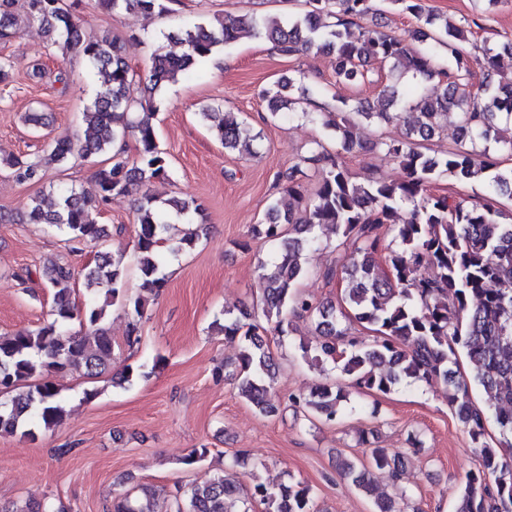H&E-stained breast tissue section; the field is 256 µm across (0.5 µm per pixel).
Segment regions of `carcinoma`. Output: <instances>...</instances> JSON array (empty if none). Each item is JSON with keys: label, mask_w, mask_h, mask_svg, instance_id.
Segmentation results:
<instances>
[{"label": "carcinoma", "mask_w": 512, "mask_h": 512, "mask_svg": "<svg viewBox=\"0 0 512 512\" xmlns=\"http://www.w3.org/2000/svg\"><path fill=\"white\" fill-rule=\"evenodd\" d=\"M381 1L413 17L420 28L410 38L385 33L365 19L379 11ZM82 0H0V39L8 41L26 27L38 25L52 35L62 55L84 59L103 74V81L83 112V137L57 138L47 144L51 160L66 166L77 158H101L93 190L60 185L52 197L37 196L26 217L0 215L8 224H45L63 234L72 250L99 245L109 237L98 223L101 209L113 198L141 191L137 209L138 265L144 286L165 287L164 267L192 246L205 230L202 203L195 199H164L151 186L170 179L165 153L156 142L151 123L152 94L163 82H175L206 61L220 45L249 34L265 40L283 56L316 49L333 58L336 80L362 83L370 66L432 81L418 84L407 96L396 85L382 90L384 104L376 110L358 101L345 112H309L311 100L300 81L271 84L262 92L270 116L300 106L310 121L322 119L334 132L336 154L314 142L302 161L314 166L317 184L309 191L291 169L283 189L294 203L269 205L266 222L253 227L256 238L279 244V251L260 265L261 295L251 308L224 311L215 326L224 338L239 345V394L262 415L279 411L275 377L279 364L268 335L285 336L297 319L314 324L322 339L315 346L299 345L302 357L315 366L330 365L351 379L346 388L334 382L318 385L309 395H290L296 418L312 424H334L350 401V389L387 395L404 380L446 387L448 407L480 449L481 466L466 474L454 512H512V221L501 199H512V169L501 157L512 155V139L498 136L497 123L512 125V75L493 79L499 52L482 48L485 83L472 89V55L463 49L468 19L448 23L430 10L425 0H304L303 10L284 21L254 14L225 15L217 24H188L179 38L183 50L154 51L148 71L138 77L120 42L107 34L87 31L80 19ZM105 10L172 12L173 0H99ZM144 84L134 99L129 87ZM224 146L243 155L256 154L258 135L243 133L234 112L208 106L197 113ZM453 120L457 146L439 156L426 154V142ZM394 121L405 127L397 138L361 142L354 132L361 122L380 128ZM137 142L134 157L126 155V137ZM380 150L400 164V181L358 180L344 160L353 150ZM21 184L43 181L42 165L24 155L0 160ZM483 182L485 193L474 198L431 193L442 180ZM408 206L406 219L400 210ZM185 228L173 237L174 221ZM319 226H330L341 244L350 247L322 272L326 282L345 284L337 303H318L297 284L309 270L306 254L318 238ZM52 296L53 320L22 333L0 335V436L31 435L50 430L63 419L65 405L53 374L81 371L89 377L105 371L112 355V337L100 327L107 308L123 290L124 258L96 253L84 268L87 285L105 279L111 294L100 302L93 295L76 304L72 269L51 260L42 269ZM80 326L70 331L71 322ZM374 333L370 342L354 336L348 323ZM476 383L487 395L481 408L470 398ZM499 430L498 446L484 441L487 416ZM340 475L354 488L374 493L373 471L389 470L401 482L405 467L381 448L369 449L365 460L345 459ZM144 497L126 494L113 502V512H251L255 503L264 512H314L313 490L302 482L269 485L253 479L249 488L224 475L203 485H190L162 509L156 491L140 487ZM404 490L376 500L377 512H400ZM0 512H62L54 502L31 498L24 508Z\"/></svg>", "instance_id": "1"}]
</instances>
